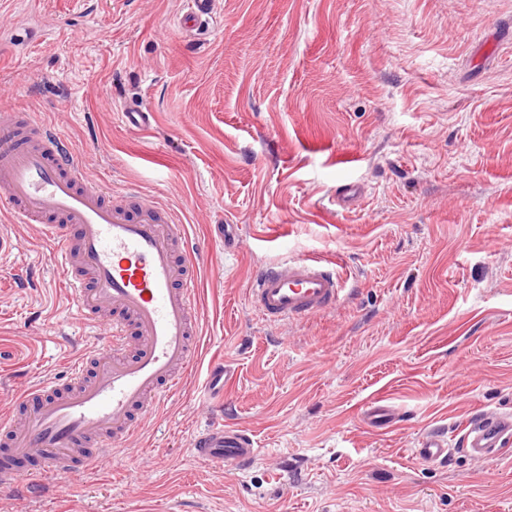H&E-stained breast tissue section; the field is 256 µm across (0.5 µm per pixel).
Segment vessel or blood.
Here are the masks:
<instances>
[{"label":"vessel or blood","mask_w":512,"mask_h":512,"mask_svg":"<svg viewBox=\"0 0 512 512\" xmlns=\"http://www.w3.org/2000/svg\"><path fill=\"white\" fill-rule=\"evenodd\" d=\"M215 0H183L180 27L212 19ZM0 204L21 224H38L66 279L74 320L103 327L107 354L92 351L69 366L63 382L32 386L20 399L22 420H0V490L21 482L12 463L35 457L47 473L91 471L111 459L142 421L171 399L195 362L198 260L177 251L184 235L174 211L133 187L119 191L92 178L68 141L37 114L0 109ZM335 272L314 258L286 257L255 271L249 300L271 324L334 310L343 299ZM115 315L100 325L97 314ZM229 371L211 367L204 398L224 393ZM512 434V415L490 413L464 428L465 453L490 460ZM446 434L418 443L428 462L448 458ZM200 461L249 468L259 450L245 429L218 425L194 438Z\"/></svg>","instance_id":"b4317fda"}]
</instances>
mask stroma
<instances>
[{"instance_id": "35a3bbf8", "label": "stroma", "mask_w": 512, "mask_h": 512, "mask_svg": "<svg viewBox=\"0 0 512 512\" xmlns=\"http://www.w3.org/2000/svg\"><path fill=\"white\" fill-rule=\"evenodd\" d=\"M180 2L0 0V104L177 212L201 315L198 361L114 460L49 476L15 461L0 512H512V442L486 463L415 453L430 429L512 413V0H219L194 41ZM129 103L150 130L128 127ZM1 225L17 240L0 257L4 417L77 347L106 346L73 320L36 225L0 208ZM286 255L334 264L348 295L261 321L251 274ZM214 364L221 408L199 400ZM376 402L388 431L366 422ZM221 422L254 435L249 470L191 453Z\"/></svg>"}]
</instances>
